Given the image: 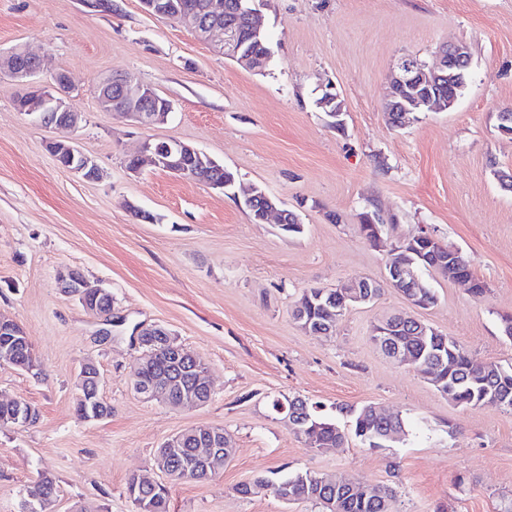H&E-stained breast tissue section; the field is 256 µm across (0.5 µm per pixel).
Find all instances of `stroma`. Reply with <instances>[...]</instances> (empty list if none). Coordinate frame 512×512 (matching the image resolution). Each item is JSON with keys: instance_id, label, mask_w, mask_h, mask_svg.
I'll use <instances>...</instances> for the list:
<instances>
[{"instance_id": "1", "label": "stroma", "mask_w": 512, "mask_h": 512, "mask_svg": "<svg viewBox=\"0 0 512 512\" xmlns=\"http://www.w3.org/2000/svg\"><path fill=\"white\" fill-rule=\"evenodd\" d=\"M111 2L96 11L85 0H0V52L28 49L47 77L66 69L82 116L70 135L34 124L16 107L27 85L0 74V317L22 326L37 360L30 372L0 365V399L38 411L32 425L0 428V512H22L42 475L57 487L50 512H137L126 493L135 475L166 485L169 512H322L237 492L258 476L306 470L390 488L389 512H512V409L458 407L371 339L381 319L412 314L478 363L512 366L500 321L512 313V192L496 176L512 172V139L498 132L499 113L512 109V0H262L271 58L260 73L145 14L140 0ZM460 41L471 65L456 106L393 127L385 102L398 60L430 65ZM116 72L169 99L166 122L144 130L101 110L94 88ZM330 89L345 106L340 131L317 105ZM68 136L100 179L48 152ZM148 136L193 144L242 186L264 189L297 214L300 233L254 223L204 183L149 165L130 173ZM368 212L382 220L376 247L359 233ZM422 232L464 255L483 294L424 269L429 308L388 287L351 306L330 335L294 320L304 289L384 281L392 247ZM66 267L111 293L123 326L62 291ZM152 324L206 361V405L175 410L133 390L143 349L132 331ZM85 363L112 408L97 421L75 413ZM283 395L341 424L337 407L374 404L401 417L405 433L381 448L351 437L315 450L272 409ZM196 426L224 428L233 455L208 479L169 480L157 450Z\"/></svg>"}]
</instances>
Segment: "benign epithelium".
Wrapping results in <instances>:
<instances>
[{
    "mask_svg": "<svg viewBox=\"0 0 512 512\" xmlns=\"http://www.w3.org/2000/svg\"><path fill=\"white\" fill-rule=\"evenodd\" d=\"M257 0H239V11L249 19L250 29L243 33L239 28L225 24L220 18L221 6L214 3L209 6L212 16L208 19L196 11H186L179 7L174 0H140L145 13L163 18H175L186 24L196 38L202 42L212 44L224 57L242 63L250 68H258L259 60L246 50V44L257 39L262 31L261 15L256 7ZM468 45L460 42L444 46L434 65L428 66L418 60L405 56L399 60L390 76V93L386 105L388 112L402 113V123H407L411 113L419 110L445 111L454 105V100L446 99L441 89L447 84H453L462 77L458 62L468 58ZM42 60L22 48H15L7 54L0 53V72L25 83L29 91L33 92L36 100L26 105L27 115L38 121L42 112L59 113L54 128L73 130L76 128L79 110L70 97V78L63 69L57 70L52 80L47 83L36 81L41 73ZM117 90L125 97V107L122 112L130 116L141 128H152L163 123L168 113L159 107L149 106V102L156 99L153 88L141 83L135 77L127 74L112 75L102 79L95 88V96L99 107L107 112L112 111V91ZM321 106L327 108L326 116L330 118L329 125L339 129L344 125L343 103L340 96L327 92ZM57 147L68 153L70 162L67 170L80 175L86 180L94 181L100 177V169L92 162L75 142L62 140L56 142ZM149 159L153 166L163 168L180 178L199 179V171L204 168L217 166L215 160L200 151L198 148L171 139L161 141L146 139L141 148V154L132 158L134 164L129 171L136 173L142 166L143 159ZM244 205L248 209L259 211V221L266 223L271 219L283 229H288L284 220L286 208L281 202L255 186L244 195ZM437 239L427 233L415 235L396 246L392 257L387 263L385 280L395 288L409 289L408 300L417 308L427 307V303L414 293L420 287L416 273L413 270L414 261L410 255L416 254L421 247L431 250L430 258L435 265L448 267V277L459 282L461 278L457 272L455 254H446L434 247ZM58 283L60 288L69 295L82 297L84 288L88 283L83 275L71 268L59 272ZM347 289V297L354 303H369L377 296L378 284L366 279L351 280L340 284ZM395 323L385 322L376 330L375 343L389 358L407 364L410 359L404 357L399 351L389 349L393 343ZM208 370L197 371V389L181 394V407H198L208 403L212 397V389L207 381ZM172 381L169 376H162L157 383L147 385L139 380L132 381L135 391L147 399L156 397L161 389L167 391ZM224 433L216 428L206 429L205 437L200 439L201 448L194 457L193 463L181 473V479L190 480L207 462L219 454Z\"/></svg>",
    "mask_w": 512,
    "mask_h": 512,
    "instance_id": "obj_1",
    "label": "benign epithelium"
}]
</instances>
